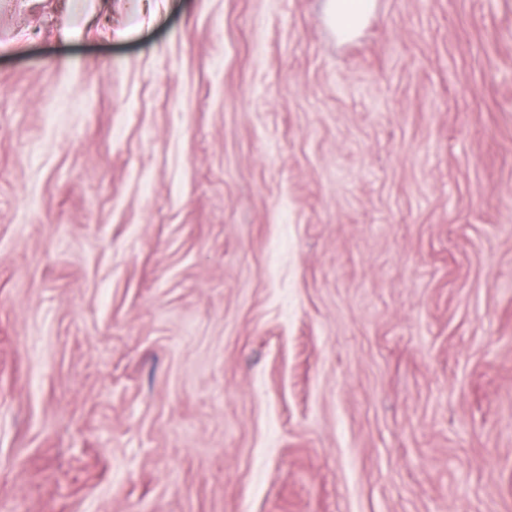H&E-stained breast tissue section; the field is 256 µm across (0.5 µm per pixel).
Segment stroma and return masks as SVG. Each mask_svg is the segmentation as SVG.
Returning <instances> with one entry per match:
<instances>
[{"mask_svg":"<svg viewBox=\"0 0 512 512\" xmlns=\"http://www.w3.org/2000/svg\"><path fill=\"white\" fill-rule=\"evenodd\" d=\"M0 0V512H512V0ZM372 0H330L328 9L347 27L355 24L372 7Z\"/></svg>","mask_w":512,"mask_h":512,"instance_id":"1","label":"stroma"}]
</instances>
